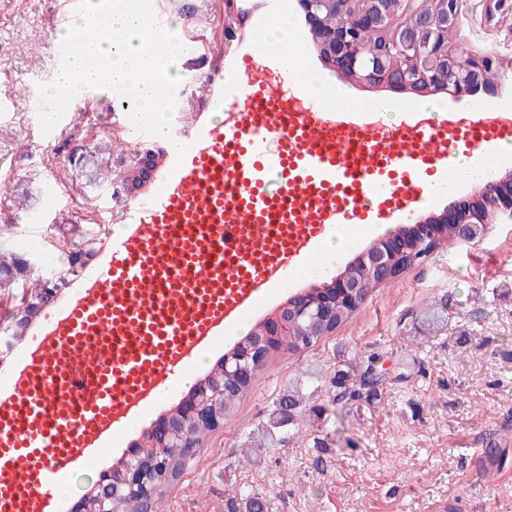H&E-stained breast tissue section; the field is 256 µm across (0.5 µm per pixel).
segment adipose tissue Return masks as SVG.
Wrapping results in <instances>:
<instances>
[{
    "instance_id": "ef3b65f1",
    "label": "adipose tissue",
    "mask_w": 512,
    "mask_h": 512,
    "mask_svg": "<svg viewBox=\"0 0 512 512\" xmlns=\"http://www.w3.org/2000/svg\"><path fill=\"white\" fill-rule=\"evenodd\" d=\"M293 25L291 18H281L271 25L269 32L274 35L276 45L282 47V56L289 71L298 79L302 90L314 98L333 101L341 111L358 112L372 109L381 113H392L400 121L410 120L412 113L429 108L434 109L432 101L416 98L410 101L405 112L398 113L395 112L394 104L390 100H368L355 90L336 84L330 76L319 73L312 67L308 46L289 36L288 31ZM434 111L436 118H444V110L434 109ZM509 162H512V145L510 144L498 148L495 157L491 159L477 153L463 161L452 162L435 175L425 177L423 197L428 200L453 192L464 183L492 180L500 167ZM355 244L356 239L349 233L347 225H336L323 243V259L298 267L291 272V279L324 278L332 270L327 260L328 254L348 250Z\"/></svg>"
}]
</instances>
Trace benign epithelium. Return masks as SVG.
Instances as JSON below:
<instances>
[{"label":"benign epithelium","mask_w":512,"mask_h":512,"mask_svg":"<svg viewBox=\"0 0 512 512\" xmlns=\"http://www.w3.org/2000/svg\"><path fill=\"white\" fill-rule=\"evenodd\" d=\"M410 2L297 0V6L319 55L347 78L419 98L448 93L462 99L487 89L498 59L478 52L460 53L448 45V31L458 20V0H442L434 10L412 7ZM372 34L380 36L375 46L366 43ZM511 223L512 172L508 170L499 179L475 187L470 196L453 202L442 213L381 236L330 284L290 296L274 316L257 325L245 350L224 354L217 373L200 381L178 411L152 423L142 444L151 452L136 448L122 460L118 476L110 471L101 474L95 493L78 502L73 512H114V502L129 497L152 504L160 487L149 476L170 473L177 460L196 450L186 437L187 425L219 426L224 377L251 380L253 363L302 320L312 327L331 325L336 297L363 303L375 288L374 278L388 274L397 259L414 252L411 241L423 231L456 224L463 229L461 241L471 243L478 227L486 230L492 224Z\"/></svg>","instance_id":"benign-epithelium-1"}]
</instances>
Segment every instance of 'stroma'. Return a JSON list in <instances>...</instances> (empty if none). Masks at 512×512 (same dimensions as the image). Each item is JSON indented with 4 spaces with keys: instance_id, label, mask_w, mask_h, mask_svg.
I'll return each instance as SVG.
<instances>
[{
    "instance_id": "35a3bbf8",
    "label": "stroma",
    "mask_w": 512,
    "mask_h": 512,
    "mask_svg": "<svg viewBox=\"0 0 512 512\" xmlns=\"http://www.w3.org/2000/svg\"><path fill=\"white\" fill-rule=\"evenodd\" d=\"M59 0H0V323L20 311L28 327L51 308L27 302L48 271L46 254L66 264L83 252L86 269L108 253L120 215L156 185L166 153L159 139L135 140L106 91L91 112L75 113L44 136L29 100L56 73L54 15ZM255 0H161L182 30L212 44L195 61L207 72L214 50L241 51ZM451 47L490 52L503 67L490 93L512 82V0H458ZM237 39L225 47L222 35ZM150 152L146 178L138 154ZM54 201H46V189ZM376 356L387 378L376 393L337 400L332 380L354 358ZM303 399L297 424L271 429L286 393ZM117 437L110 458L84 463L69 496L50 495L46 512H71L90 497L142 438ZM258 494L264 512H512V224L491 225L470 245L441 247L373 289L359 310L315 345L267 360L246 398L186 458L154 512H225L236 491Z\"/></svg>"
}]
</instances>
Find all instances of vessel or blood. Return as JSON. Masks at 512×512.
I'll return each mask as SVG.
<instances>
[{
  "label": "vessel or blood",
  "instance_id": "1",
  "mask_svg": "<svg viewBox=\"0 0 512 512\" xmlns=\"http://www.w3.org/2000/svg\"><path fill=\"white\" fill-rule=\"evenodd\" d=\"M242 60L201 78L223 121L175 131L185 154L169 153L109 254L0 370V512H45L49 489L316 259L334 225L385 223L450 157L512 140V105L387 125L311 101L261 39ZM240 80L247 93L225 109Z\"/></svg>",
  "mask_w": 512,
  "mask_h": 512
}]
</instances>
